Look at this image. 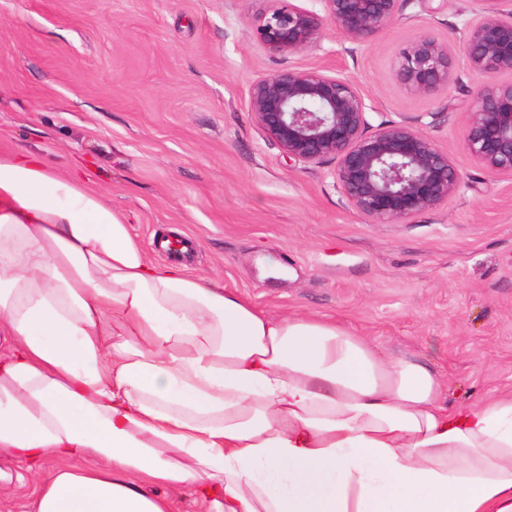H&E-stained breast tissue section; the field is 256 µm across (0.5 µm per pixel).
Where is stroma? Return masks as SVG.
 <instances>
[{"mask_svg":"<svg viewBox=\"0 0 512 512\" xmlns=\"http://www.w3.org/2000/svg\"><path fill=\"white\" fill-rule=\"evenodd\" d=\"M269 0H0V155L29 152L87 174L156 264L185 234L184 265L274 315H312L384 357L434 369L448 407L512 391V177L464 147L482 78L429 96L393 76L429 31L462 55L478 0H409L355 55L317 46L268 54L255 34ZM342 73L371 125L406 123L448 152L460 188L402 224H373L337 189L334 161L288 159L256 124L250 88L283 68Z\"/></svg>","mask_w":512,"mask_h":512,"instance_id":"obj_1","label":"stroma"}]
</instances>
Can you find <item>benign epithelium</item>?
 Instances as JSON below:
<instances>
[{"mask_svg":"<svg viewBox=\"0 0 512 512\" xmlns=\"http://www.w3.org/2000/svg\"><path fill=\"white\" fill-rule=\"evenodd\" d=\"M256 27L272 55L297 53L317 43L322 30L336 31L353 55L402 15L407 0H322L324 14L290 0H272ZM464 23L462 70L485 82L466 112L464 145L485 168L512 175V8L505 0H480ZM455 62L448 43L422 31L403 49L395 80L426 96L448 85ZM250 107L261 130L290 159L336 162L334 179L348 203L374 224H402L439 207L460 187L448 153L420 129L405 123L370 128L369 105L358 86L339 74L316 69H280L250 89Z\"/></svg>","mask_w":512,"mask_h":512,"instance_id":"benign-epithelium-1","label":"benign epithelium"}]
</instances>
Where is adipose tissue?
<instances>
[{
  "instance_id": "adipose-tissue-1",
  "label": "adipose tissue",
  "mask_w": 512,
  "mask_h": 512,
  "mask_svg": "<svg viewBox=\"0 0 512 512\" xmlns=\"http://www.w3.org/2000/svg\"><path fill=\"white\" fill-rule=\"evenodd\" d=\"M27 482L33 512L186 487L199 512H512V392L448 408L430 367L155 265L87 180L0 156V512Z\"/></svg>"
}]
</instances>
